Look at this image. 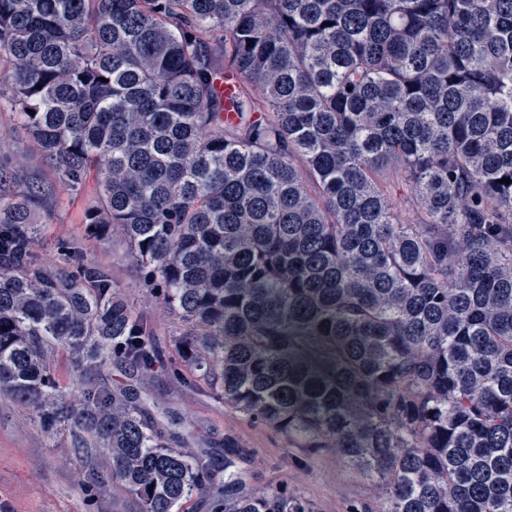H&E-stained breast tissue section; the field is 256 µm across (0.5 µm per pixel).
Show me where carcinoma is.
<instances>
[{
  "label": "carcinoma",
  "instance_id": "1",
  "mask_svg": "<svg viewBox=\"0 0 512 512\" xmlns=\"http://www.w3.org/2000/svg\"><path fill=\"white\" fill-rule=\"evenodd\" d=\"M0 53V104L56 182L96 174L85 234L128 242L187 373L386 512H512V0H0ZM2 180L0 393L101 456L89 496L315 512L247 487L230 441L222 466L173 447L131 389L65 397L59 351L148 372L153 323L74 245L46 266L52 184ZM391 190L392 194L397 199L398 204L402 208L403 216L406 220L416 221L417 214L415 210L412 208L413 200V188L412 186L405 182L399 181L396 178H390Z\"/></svg>",
  "mask_w": 512,
  "mask_h": 512
}]
</instances>
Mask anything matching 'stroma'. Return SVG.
<instances>
[{
    "instance_id": "obj_1",
    "label": "stroma",
    "mask_w": 512,
    "mask_h": 512,
    "mask_svg": "<svg viewBox=\"0 0 512 512\" xmlns=\"http://www.w3.org/2000/svg\"><path fill=\"white\" fill-rule=\"evenodd\" d=\"M0 165L34 176L48 173L6 109L0 110ZM96 187L92 177L78 194L56 185V207L36 216L42 226L37 248L51 262L58 243L81 245L89 267L109 271L136 308L151 318L159 361L146 375L129 366L106 364L95 374V383L109 389L133 388L141 402L177 411L184 421L182 447L218 455L224 451L225 437H233L247 450L238 466L248 472L251 488L288 485L315 512H348L350 504L361 501L372 503L373 512H384V501L373 483L351 471L336 449L292 447L285 436L225 407L204 383L174 376L179 357L172 339L181 329L180 321L141 287L130 247L121 236L103 246L85 235L83 212ZM97 468L95 457L77 450L69 434L47 438L27 408L0 395V512H135L120 489L106 498L90 499L86 487Z\"/></svg>"
}]
</instances>
